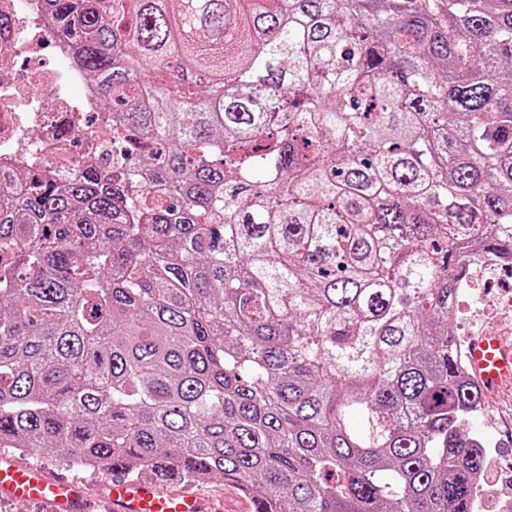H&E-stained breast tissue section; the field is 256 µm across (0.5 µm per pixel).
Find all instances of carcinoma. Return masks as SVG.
I'll use <instances>...</instances> for the list:
<instances>
[{
	"instance_id": "cac0c4a2",
	"label": "carcinoma",
	"mask_w": 512,
	"mask_h": 512,
	"mask_svg": "<svg viewBox=\"0 0 512 512\" xmlns=\"http://www.w3.org/2000/svg\"><path fill=\"white\" fill-rule=\"evenodd\" d=\"M116 147L0 170V446L259 512H466L452 315L512 258V0H44ZM185 488L212 500L223 509L222 512H253L249 509L252 507L251 503L240 495L236 486L231 483H224L221 478L203 484L185 486Z\"/></svg>"
}]
</instances>
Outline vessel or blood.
Returning a JSON list of instances; mask_svg holds the SVG:
<instances>
[{
	"label": "vessel or blood",
	"instance_id": "obj_1",
	"mask_svg": "<svg viewBox=\"0 0 512 512\" xmlns=\"http://www.w3.org/2000/svg\"><path fill=\"white\" fill-rule=\"evenodd\" d=\"M467 364L471 378L484 393L512 387V341L488 332L469 341ZM0 496L49 506L51 512H90L77 480L48 476L42 465L18 464L0 452ZM108 500L111 512H209L197 495L150 482L113 479Z\"/></svg>",
	"mask_w": 512,
	"mask_h": 512
}]
</instances>
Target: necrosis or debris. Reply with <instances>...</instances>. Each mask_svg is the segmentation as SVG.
Listing matches in <instances>:
<instances>
[{
  "instance_id": "obj_1",
  "label": "necrosis or debris",
  "mask_w": 512,
  "mask_h": 512,
  "mask_svg": "<svg viewBox=\"0 0 512 512\" xmlns=\"http://www.w3.org/2000/svg\"><path fill=\"white\" fill-rule=\"evenodd\" d=\"M70 50L47 19L43 0H0V165L28 156L34 166L64 167L60 150L76 141L94 156L111 146L105 121L88 125L79 103L99 96L69 63ZM40 93H32L31 85Z\"/></svg>"
}]
</instances>
